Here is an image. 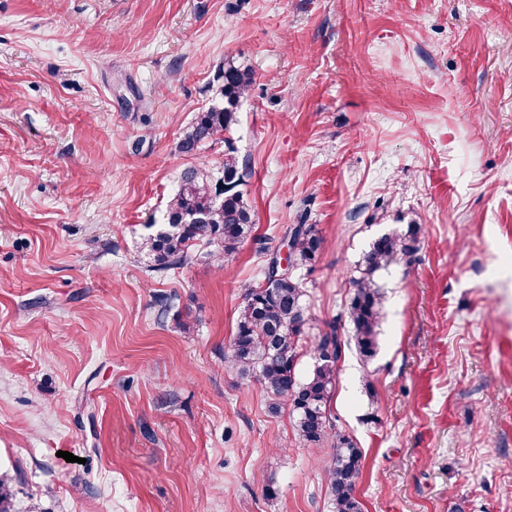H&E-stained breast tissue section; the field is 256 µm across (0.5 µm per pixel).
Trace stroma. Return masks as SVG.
Wrapping results in <instances>:
<instances>
[{
	"label": "stroma",
	"mask_w": 512,
	"mask_h": 512,
	"mask_svg": "<svg viewBox=\"0 0 512 512\" xmlns=\"http://www.w3.org/2000/svg\"><path fill=\"white\" fill-rule=\"evenodd\" d=\"M228 57L255 75L231 131L254 230L223 268L151 272L141 242L184 169L222 170L223 143L176 145ZM302 222L322 245L298 373L336 322L363 512H512V0H0L14 512H332L329 448L224 368L246 290ZM410 224L362 359L350 279Z\"/></svg>",
	"instance_id": "stroma-1"
}]
</instances>
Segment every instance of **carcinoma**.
Listing matches in <instances>:
<instances>
[{"instance_id": "1", "label": "carcinoma", "mask_w": 512, "mask_h": 512, "mask_svg": "<svg viewBox=\"0 0 512 512\" xmlns=\"http://www.w3.org/2000/svg\"><path fill=\"white\" fill-rule=\"evenodd\" d=\"M220 98L197 113L182 133L177 150L194 157L207 143L224 142L221 176L210 179L191 166L166 202L163 228L142 241L151 260L150 270L165 273L179 269L201 254L228 259L253 231L252 215L242 192L235 147L225 136L236 123L240 101L254 83V74L232 57L219 69ZM419 226L385 233L363 254L358 275L352 279L354 295L347 308L352 340L365 358L376 352L383 295L376 280L388 269L419 249ZM322 244L317 225L296 224L289 230L288 267L292 272L266 288H251L243 298L235 336L224 363L241 378L259 380L266 389L269 411L288 407L299 439L308 444L328 443L331 460L325 469L333 512H361L354 490L363 468L361 449L336 429L331 403L337 364L344 351L336 323L328 324L313 346V369L298 376L302 336L309 318L303 281L293 274L311 264Z\"/></svg>"}]
</instances>
